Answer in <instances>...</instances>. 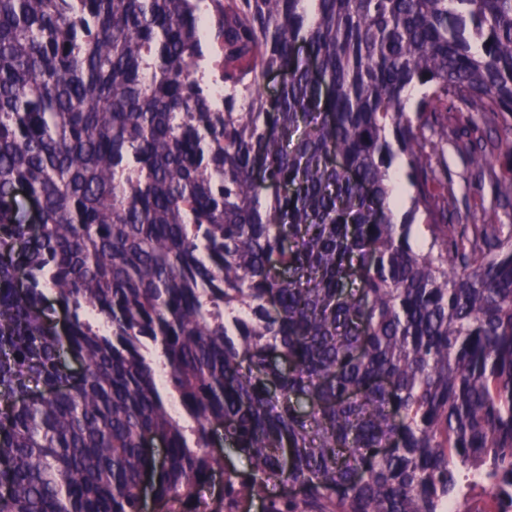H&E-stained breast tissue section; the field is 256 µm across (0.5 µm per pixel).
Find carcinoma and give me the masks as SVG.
Here are the masks:
<instances>
[{
    "mask_svg": "<svg viewBox=\"0 0 512 512\" xmlns=\"http://www.w3.org/2000/svg\"><path fill=\"white\" fill-rule=\"evenodd\" d=\"M439 104L511 205L512 124L475 132L512 117V0H0V512H207L218 471L267 512H436L512 449V231L448 219ZM396 162H399L400 165H401V169H402V173H403V177L406 181V185H407V189H408V195H409V202H408V207L400 214L398 215L397 219L398 221H400L401 219V216L409 209L410 207V197L413 195V188L411 187L410 183L407 181V179L405 178V162L404 160H396L393 165L396 163ZM406 171L408 172V169L406 167ZM406 185L404 183H402L398 176L396 174H393L392 175V182H391V186H392V192H391V206L392 208L394 209V211H400L402 210L403 208L406 207V204H407V189H406ZM409 211V210H408ZM407 211V212H408ZM406 212V213H407ZM405 215V214H404ZM403 215V216H404Z\"/></svg>",
    "mask_w": 512,
    "mask_h": 512,
    "instance_id": "obj_1",
    "label": "carcinoma"
}]
</instances>
